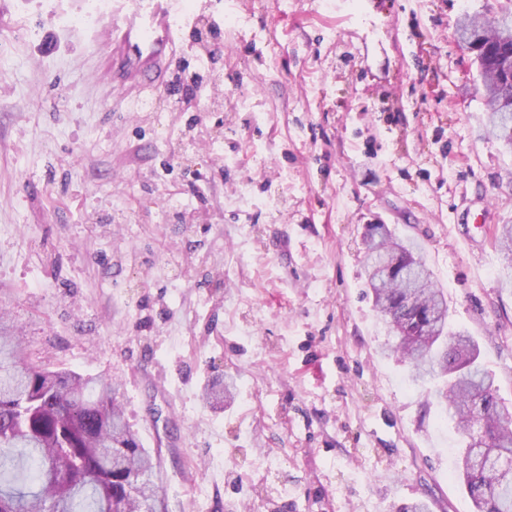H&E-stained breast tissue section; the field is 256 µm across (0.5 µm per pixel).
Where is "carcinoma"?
Here are the masks:
<instances>
[{"label":"carcinoma","mask_w":512,"mask_h":512,"mask_svg":"<svg viewBox=\"0 0 512 512\" xmlns=\"http://www.w3.org/2000/svg\"><path fill=\"white\" fill-rule=\"evenodd\" d=\"M460 38L484 32L464 14ZM490 132L512 149V104L494 69L484 75ZM367 284L416 383H432L462 440L456 468L475 512H512L509 410L466 331L448 322V304L413 240L386 224L366 233ZM117 386L33 361L22 336L0 321V512H167L157 465L125 421Z\"/></svg>","instance_id":"carcinoma-1"}]
</instances>
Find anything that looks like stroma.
I'll return each mask as SVG.
<instances>
[{
    "mask_svg": "<svg viewBox=\"0 0 512 512\" xmlns=\"http://www.w3.org/2000/svg\"><path fill=\"white\" fill-rule=\"evenodd\" d=\"M213 2L218 80L137 112L89 0H0V316L117 383L167 512H473L364 234L421 245L512 410V150L457 32L512 0Z\"/></svg>",
    "mask_w": 512,
    "mask_h": 512,
    "instance_id": "stroma-1",
    "label": "stroma"
}]
</instances>
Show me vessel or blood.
Instances as JSON below:
<instances>
[{"label": "vessel or blood", "instance_id": "b4317fda", "mask_svg": "<svg viewBox=\"0 0 512 512\" xmlns=\"http://www.w3.org/2000/svg\"><path fill=\"white\" fill-rule=\"evenodd\" d=\"M106 22L112 52L120 60L116 79L143 91L157 90L166 80L185 28L171 0H118Z\"/></svg>", "mask_w": 512, "mask_h": 512}]
</instances>
